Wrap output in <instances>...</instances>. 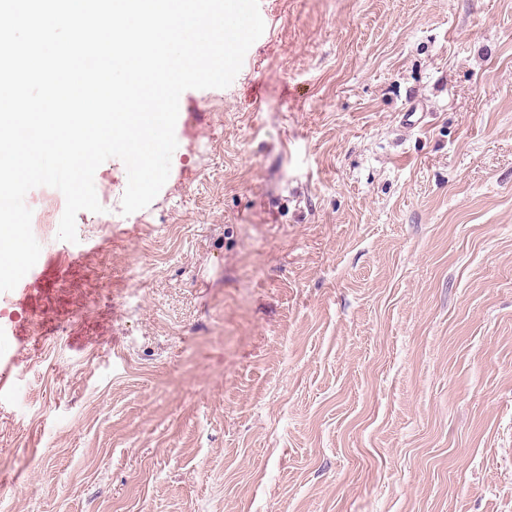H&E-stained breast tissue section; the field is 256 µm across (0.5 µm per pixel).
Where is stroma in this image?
Returning a JSON list of instances; mask_svg holds the SVG:
<instances>
[{
    "mask_svg": "<svg viewBox=\"0 0 512 512\" xmlns=\"http://www.w3.org/2000/svg\"><path fill=\"white\" fill-rule=\"evenodd\" d=\"M259 10L0 298V512H512V0Z\"/></svg>",
    "mask_w": 512,
    "mask_h": 512,
    "instance_id": "35a3bbf8",
    "label": "stroma"
}]
</instances>
